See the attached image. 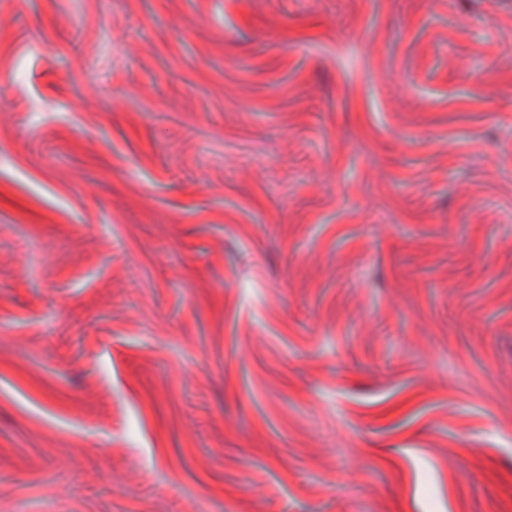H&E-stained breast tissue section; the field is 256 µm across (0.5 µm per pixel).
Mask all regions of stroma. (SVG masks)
Returning <instances> with one entry per match:
<instances>
[{
	"mask_svg": "<svg viewBox=\"0 0 512 512\" xmlns=\"http://www.w3.org/2000/svg\"><path fill=\"white\" fill-rule=\"evenodd\" d=\"M0 512H512V0H0Z\"/></svg>",
	"mask_w": 512,
	"mask_h": 512,
	"instance_id": "35a3bbf8",
	"label": "stroma"
}]
</instances>
